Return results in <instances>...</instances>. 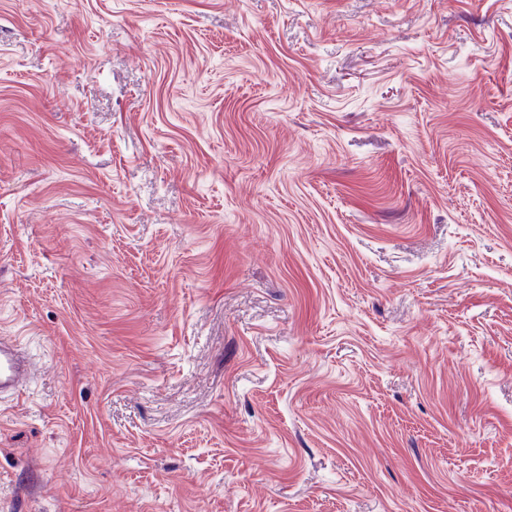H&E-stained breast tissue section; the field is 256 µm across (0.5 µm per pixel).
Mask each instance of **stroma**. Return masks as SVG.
<instances>
[{
  "label": "stroma",
  "instance_id": "1",
  "mask_svg": "<svg viewBox=\"0 0 512 512\" xmlns=\"http://www.w3.org/2000/svg\"><path fill=\"white\" fill-rule=\"evenodd\" d=\"M0 512H512V0H0ZM30 376V367L20 348L8 340L0 341V395L11 392L19 396Z\"/></svg>",
  "mask_w": 512,
  "mask_h": 512
}]
</instances>
